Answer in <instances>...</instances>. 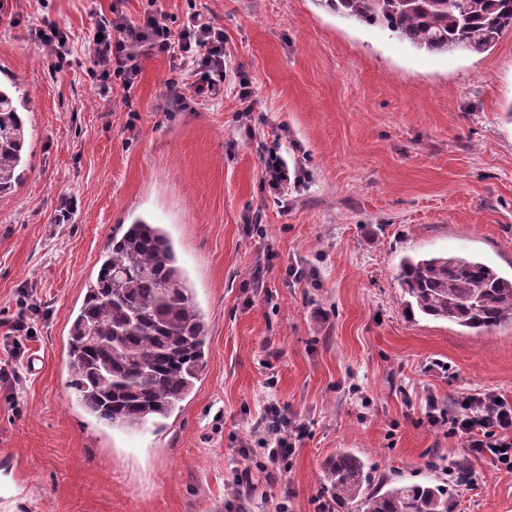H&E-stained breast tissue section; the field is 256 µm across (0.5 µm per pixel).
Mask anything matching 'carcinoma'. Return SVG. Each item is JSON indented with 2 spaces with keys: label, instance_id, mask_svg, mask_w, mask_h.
Masks as SVG:
<instances>
[{
  "label": "carcinoma",
  "instance_id": "carcinoma-1",
  "mask_svg": "<svg viewBox=\"0 0 512 512\" xmlns=\"http://www.w3.org/2000/svg\"><path fill=\"white\" fill-rule=\"evenodd\" d=\"M336 15L380 26L425 54L483 53L512 29V0H320ZM0 82V195L30 165L24 114L31 100ZM400 283L409 313L447 320L470 333L512 327V278L474 256H407ZM205 319L175 247L160 224L136 219L112 234L95 281L67 337L69 387L83 409L123 432L161 429L206 368ZM324 490L357 512H449L443 484L372 479L357 457L340 453L324 471Z\"/></svg>",
  "mask_w": 512,
  "mask_h": 512
}]
</instances>
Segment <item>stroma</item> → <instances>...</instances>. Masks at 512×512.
I'll use <instances>...</instances> for the list:
<instances>
[{
  "label": "stroma",
  "instance_id": "1",
  "mask_svg": "<svg viewBox=\"0 0 512 512\" xmlns=\"http://www.w3.org/2000/svg\"><path fill=\"white\" fill-rule=\"evenodd\" d=\"M111 3L0 0V72L35 106L31 168L0 198V336L40 311L0 387V512H225L271 400L309 433L249 512L284 493L313 512L340 452L377 480L448 484L450 512H512V472L424 420L431 397H512V328L408 315L398 279L402 257L448 253L512 278V30L481 54L427 55L319 0H124L133 21L153 10L176 29L195 9L224 27L223 97L178 110L164 55L131 94L91 85L87 41ZM46 13L73 43L55 71L31 34ZM244 84L265 118L251 135ZM280 125L304 171L284 209L261 163ZM139 216L175 242L209 358L163 430L126 434L81 409L63 349L113 228Z\"/></svg>",
  "mask_w": 512,
  "mask_h": 512
}]
</instances>
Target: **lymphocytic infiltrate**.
Wrapping results in <instances>:
<instances>
[{
  "label": "lymphocytic infiltrate",
  "mask_w": 512,
  "mask_h": 512,
  "mask_svg": "<svg viewBox=\"0 0 512 512\" xmlns=\"http://www.w3.org/2000/svg\"><path fill=\"white\" fill-rule=\"evenodd\" d=\"M94 60L87 70L99 94L113 87L131 91L141 74L144 55H167L173 71H191L194 80L181 87L169 80L180 108L218 96L224 89V29L208 14L190 12L179 30H172L165 18L147 12L139 21L129 20L118 7L100 15L94 28ZM263 182L275 203L288 202V192L301 179L300 167L290 166L281 151L280 140L267 142L262 156ZM424 417L430 427L444 430L449 438L463 441L470 456L492 457L512 471V399L496 392H478L457 398L454 409L428 399ZM308 432L305 419L277 403H267L255 423L252 445L240 448L236 487L254 488L258 475L272 476L286 471L291 456Z\"/></svg>",
  "instance_id": "obj_1"
}]
</instances>
